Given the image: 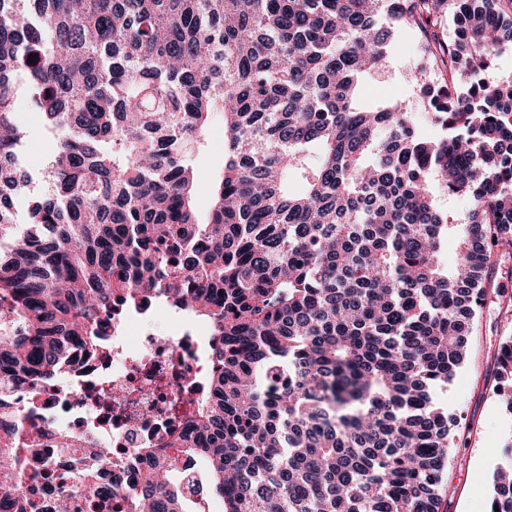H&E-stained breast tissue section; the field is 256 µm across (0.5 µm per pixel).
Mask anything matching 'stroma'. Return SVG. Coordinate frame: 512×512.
<instances>
[{"instance_id": "stroma-1", "label": "stroma", "mask_w": 512, "mask_h": 512, "mask_svg": "<svg viewBox=\"0 0 512 512\" xmlns=\"http://www.w3.org/2000/svg\"><path fill=\"white\" fill-rule=\"evenodd\" d=\"M418 40L413 33H397L391 42L386 68L368 75L361 95L368 101L407 100L413 93ZM18 120L27 137L17 165L28 182L13 196L11 215L22 224L32 199L45 193L42 170L56 148V136L27 104H20ZM224 165V120L215 117L204 149L193 157L197 179L212 184ZM512 298V253L500 257L492 271L491 286L468 338L469 358L449 385L437 394L438 401L456 415L461 427L451 450L443 493V512H486L489 480L504 461L503 452L512 443V414L500 404L491 376L498 344L512 337V311L505 301Z\"/></svg>"}]
</instances>
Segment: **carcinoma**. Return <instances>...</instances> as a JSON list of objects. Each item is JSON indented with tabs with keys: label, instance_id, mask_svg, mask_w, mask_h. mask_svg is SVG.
Returning <instances> with one entry per match:
<instances>
[{
	"label": "carcinoma",
	"instance_id": "obj_1",
	"mask_svg": "<svg viewBox=\"0 0 512 512\" xmlns=\"http://www.w3.org/2000/svg\"><path fill=\"white\" fill-rule=\"evenodd\" d=\"M395 29L418 37L414 95L440 137L360 96ZM506 44L512 0H0V393L52 384L149 294L211 328L215 370L194 429L114 512H442L458 425L434 393L512 249V81L481 77ZM21 87L61 138L6 233ZM217 113L202 221L191 157ZM436 186L469 201L463 222ZM492 377L512 413V340ZM20 448L40 452L1 415L0 512L112 500L110 475L20 476ZM509 470L488 512H512Z\"/></svg>",
	"mask_w": 512,
	"mask_h": 512
}]
</instances>
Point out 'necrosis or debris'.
Here are the masks:
<instances>
[{
	"instance_id": "4bbe7bcc",
	"label": "necrosis or debris",
	"mask_w": 512,
	"mask_h": 512,
	"mask_svg": "<svg viewBox=\"0 0 512 512\" xmlns=\"http://www.w3.org/2000/svg\"><path fill=\"white\" fill-rule=\"evenodd\" d=\"M207 338L185 312L152 303L115 312L105 355L70 363L50 387L9 393L0 409L21 436L41 431L43 445L72 437L76 449L56 448L59 462L111 470L121 495L139 464L188 433L213 372Z\"/></svg>"
}]
</instances>
